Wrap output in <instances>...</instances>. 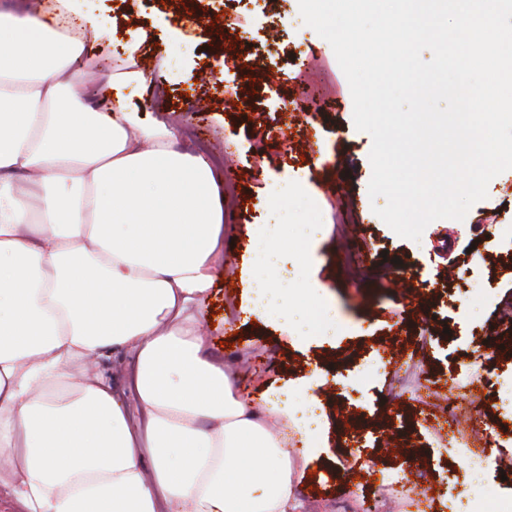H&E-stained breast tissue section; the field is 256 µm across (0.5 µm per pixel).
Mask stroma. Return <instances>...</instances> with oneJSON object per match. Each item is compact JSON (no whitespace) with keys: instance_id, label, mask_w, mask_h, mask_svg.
<instances>
[{"instance_id":"35a3bbf8","label":"stroma","mask_w":512,"mask_h":512,"mask_svg":"<svg viewBox=\"0 0 512 512\" xmlns=\"http://www.w3.org/2000/svg\"><path fill=\"white\" fill-rule=\"evenodd\" d=\"M89 2L101 28L92 53L105 60L137 48L147 80L129 89L132 105L176 124L181 146L238 188L224 207L235 218L224 227L229 265L204 304L210 353L248 396L301 385L315 370L327 378L317 390L323 450L296 500L319 512H474L488 498H512V313L500 304L512 298V170L464 220L433 221L417 242L401 238L372 210L385 203L368 195L372 140L355 128L348 81L331 45L303 23L299 0ZM161 57L167 68H157ZM304 88L315 100L301 97ZM275 188L291 192L276 236L323 227L307 266L261 273L253 254L259 229L273 222L265 201ZM482 224L502 230L487 240ZM344 250L371 274L348 280ZM260 273L278 287L318 285L328 333L301 336L258 310L225 326L223 309L246 302ZM483 369L491 385L473 382ZM452 381L465 448L440 439L434 416ZM465 474L479 488L466 501L448 490ZM410 481L426 498L403 494Z\"/></svg>"}]
</instances>
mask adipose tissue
Listing matches in <instances>:
<instances>
[{"label":"adipose tissue","mask_w":512,"mask_h":512,"mask_svg":"<svg viewBox=\"0 0 512 512\" xmlns=\"http://www.w3.org/2000/svg\"><path fill=\"white\" fill-rule=\"evenodd\" d=\"M85 0L0 10V492L15 512H295L316 395L235 392L201 304L224 260L214 169L127 100L99 110ZM134 356L132 423L95 359Z\"/></svg>","instance_id":"ef3b65f1"}]
</instances>
